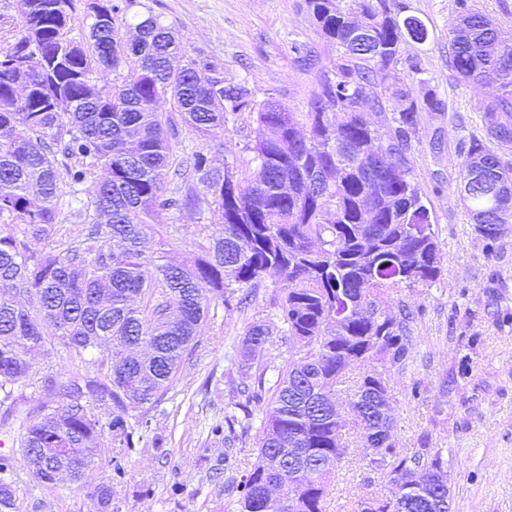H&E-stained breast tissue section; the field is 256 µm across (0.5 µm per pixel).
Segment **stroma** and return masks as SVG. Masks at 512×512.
<instances>
[{
	"instance_id": "1",
	"label": "stroma",
	"mask_w": 512,
	"mask_h": 512,
	"mask_svg": "<svg viewBox=\"0 0 512 512\" xmlns=\"http://www.w3.org/2000/svg\"><path fill=\"white\" fill-rule=\"evenodd\" d=\"M161 22L175 28L187 50L224 68V81L246 86L256 100L273 97L292 112L308 109L319 75H332L339 48L321 35L304 0H143ZM405 13L428 30L421 42L404 44L400 69L417 96L441 99L442 110L419 114L418 133L408 154L412 176L426 193L442 259V275L429 286L394 292L413 311V358L406 368L386 367L392 431L396 447L412 453L422 443L443 449L452 486V512H512V232L494 251L473 230V221L453 192L460 147L481 132L480 102L494 88L458 78L448 65V32L460 8L456 0H402ZM316 51L319 70L299 65L296 48ZM252 127L247 113L229 115L224 128L203 139L180 126L183 150L208 148L217 164L239 177L252 176L256 164L245 145ZM174 236L152 235V248L164 249L178 263L198 252V225L217 236L221 227L209 210L162 215ZM279 278L266 276L248 309L225 311L212 303L201 328V343L162 403L148 415L143 447L126 458V477L112 489V512H233L235 494L228 480L258 462L255 436L234 451L212 428L233 412L228 377L239 374L240 340L262 319L272 337L261 353L272 368L284 366L293 343L270 305ZM29 378L17 384L21 408L59 405L44 379L60 371L91 369L90 355L55 345L36 353ZM162 447H154V436ZM347 449L337 463L325 512H356L371 493L389 494L381 475L366 470L358 431L344 437ZM116 450L103 441L82 482H39L23 459L13 480L23 512H97L94 493L108 482Z\"/></svg>"
}]
</instances>
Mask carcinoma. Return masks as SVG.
Wrapping results in <instances>:
<instances>
[{
	"label": "carcinoma",
	"mask_w": 512,
	"mask_h": 512,
	"mask_svg": "<svg viewBox=\"0 0 512 512\" xmlns=\"http://www.w3.org/2000/svg\"><path fill=\"white\" fill-rule=\"evenodd\" d=\"M24 0L14 42L0 49V217L24 225L44 242L39 254L0 230V408L20 420V453L32 474L55 482L64 471L83 479L100 443L120 448L113 481L138 452L146 414L159 405L198 347L213 300L242 308L274 272L276 319L296 350L267 379L255 360L270 328L252 323L241 339L250 361L236 392L243 418L224 417L232 450L251 430L250 406L263 407L259 462L230 479L236 512H269V492L288 487L274 512H324L332 466L344 454L335 400L343 376L363 370L349 400V423L364 444L379 449L365 466L389 479L391 494L366 497L359 512H451L440 448L408 455L396 448L393 421L378 407L389 401L375 364L404 366L412 353V312L400 303L386 312L398 288L435 282L442 273L426 198L411 176L407 152L418 113L438 111L432 95L418 99L401 76V46L423 41L427 29L401 17L396 0H305L328 42L342 49L335 80L297 115L272 99L257 101L241 85L225 86L217 66L190 57L181 35L152 11L130 14L138 0ZM461 14L448 38L449 65L465 81L498 94L482 102V134L460 153L455 192L474 231L493 246L512 223V43L481 13L459 0ZM92 19L76 31L79 16ZM132 20H127V17ZM383 94L371 93L377 82ZM166 99L201 137L224 129L226 113L253 117L256 176L240 180L214 166L205 150L176 154L179 130L158 111ZM343 106L336 121L330 108ZM396 111L387 113L389 105ZM392 123L383 141L372 117ZM62 157L59 165L51 158ZM203 185L207 196L195 193ZM84 193V232L61 249L59 201L64 188ZM212 207L222 236H197L200 254L189 265L143 248L163 211ZM55 340L99 353L98 375L78 371L49 380L62 403L17 410L14 386L30 377L31 354ZM284 448H299L294 460ZM15 458L0 454V512H20L13 488ZM295 468L307 478L294 484Z\"/></svg>",
	"instance_id": "1"
}]
</instances>
